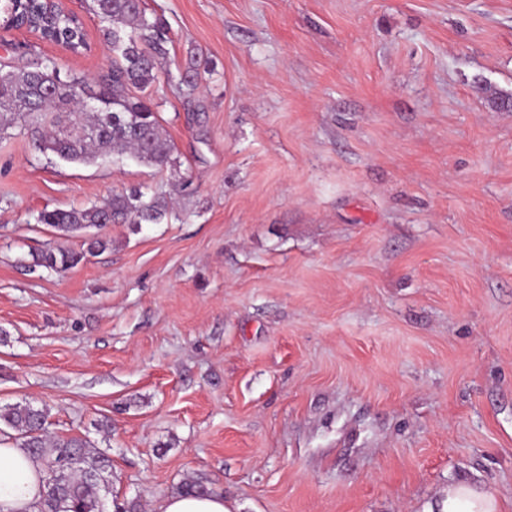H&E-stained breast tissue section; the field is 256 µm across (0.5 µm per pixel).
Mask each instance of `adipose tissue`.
Listing matches in <instances>:
<instances>
[{
  "instance_id": "obj_1",
  "label": "adipose tissue",
  "mask_w": 512,
  "mask_h": 512,
  "mask_svg": "<svg viewBox=\"0 0 512 512\" xmlns=\"http://www.w3.org/2000/svg\"><path fill=\"white\" fill-rule=\"evenodd\" d=\"M41 467L15 446L0 445V512H36Z\"/></svg>"
}]
</instances>
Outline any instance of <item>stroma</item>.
I'll use <instances>...</instances> for the list:
<instances>
[{
  "label": "stroma",
  "mask_w": 512,
  "mask_h": 512,
  "mask_svg": "<svg viewBox=\"0 0 512 512\" xmlns=\"http://www.w3.org/2000/svg\"><path fill=\"white\" fill-rule=\"evenodd\" d=\"M64 6L86 49L0 25V63L110 71L92 0ZM145 6L179 167L0 138V404L106 450L137 512L187 479L228 512H442L452 484L512 512V0ZM134 187L178 220L32 268L83 244L41 211ZM85 244L87 249L79 252L59 245H48L32 255L33 266L65 273L81 264L86 257V253L104 252L112 246V239L97 233L86 239Z\"/></svg>",
  "instance_id": "stroma-1"
}]
</instances>
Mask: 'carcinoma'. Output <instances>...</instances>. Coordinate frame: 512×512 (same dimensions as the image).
<instances>
[{
  "instance_id": "cac0c4a2",
  "label": "carcinoma",
  "mask_w": 512,
  "mask_h": 512,
  "mask_svg": "<svg viewBox=\"0 0 512 512\" xmlns=\"http://www.w3.org/2000/svg\"><path fill=\"white\" fill-rule=\"evenodd\" d=\"M115 57L112 69L97 79L60 77L50 59L27 68L0 70V136L19 124L31 132L34 147L68 163L89 164L98 157L129 155L142 164L175 168V147L163 134L157 113L143 96L156 80L155 69L168 54L170 38L162 23L149 17L143 0H94ZM18 25L34 27L52 42L77 51L86 48L81 21L73 13L52 11L42 0H22L14 12ZM198 62L190 59L175 85L186 95L196 88ZM82 86L93 100L84 105L74 90ZM140 94L135 95L132 90ZM87 131L66 138L61 125ZM175 215L167 198L148 197L137 188L115 193L100 205L44 210L38 222L67 233L126 224L136 232L143 224H161ZM87 249L74 251L48 245L32 255L33 265L65 273L81 264L86 254L103 252L112 239L95 234ZM46 410L30 401L0 406V436L13 439L42 467V495L37 512H106L101 490L109 488L112 460L82 436L53 438L45 432ZM69 456L74 465L57 469Z\"/></svg>"
}]
</instances>
